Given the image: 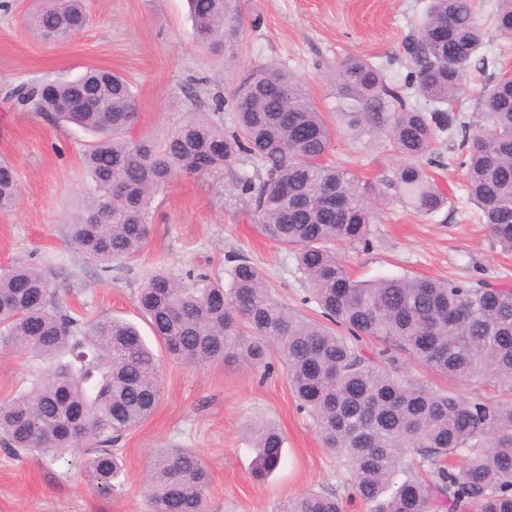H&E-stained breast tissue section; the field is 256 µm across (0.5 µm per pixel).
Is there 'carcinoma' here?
I'll list each match as a JSON object with an SVG mask.
<instances>
[{
	"instance_id": "carcinoma-1",
	"label": "carcinoma",
	"mask_w": 512,
	"mask_h": 512,
	"mask_svg": "<svg viewBox=\"0 0 512 512\" xmlns=\"http://www.w3.org/2000/svg\"><path fill=\"white\" fill-rule=\"evenodd\" d=\"M189 7L196 43L231 50L239 0H189ZM492 20L512 38V0H497ZM25 24L45 43L63 41L87 25L84 0H41ZM485 36L474 0H431L407 53L414 64L408 87L432 108L403 105L382 70L357 56L340 63L336 87L348 127L383 129L405 160L392 184L422 214L447 201L427 172L444 165L435 144L445 134L459 139L458 166L478 220L511 249L512 77L481 54ZM476 61L485 83L477 102L482 123L473 127L449 102ZM11 96L90 138L83 162L92 184L70 239L105 269L145 247L152 202L173 178L220 171L243 154L261 158L262 183L255 189L244 176L238 187L255 192L262 232L296 249L311 299L335 328L285 308L246 258L231 267L227 289L207 273L160 267L139 289L137 304L169 359L205 368L243 358L268 373L275 352L299 409L346 467L352 494L369 512H512V402L464 399L387 368L404 353L441 377L483 375L512 391V288L354 279L336 246H370L379 188L331 158L332 131L303 81L274 65L254 67L231 94V132L215 119L224 109L218 97L213 111L194 113L161 139L133 137L135 93L105 69L23 82ZM383 96L400 103L399 111H375ZM19 195L13 167L1 159L0 211L11 210ZM365 338L383 345L379 356L364 351ZM0 348L46 363L0 404V444L49 462L83 448L96 488L112 493L123 474L112 443L147 420L161 397L159 361L137 326L113 317L82 321L60 305L41 268L19 264L0 270ZM245 436L262 479L281 463L283 434L260 421ZM209 482L194 450L156 453L146 475L150 512H206ZM282 512H344V503L333 491H312Z\"/></svg>"
}]
</instances>
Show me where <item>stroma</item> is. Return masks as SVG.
<instances>
[{"mask_svg": "<svg viewBox=\"0 0 512 512\" xmlns=\"http://www.w3.org/2000/svg\"><path fill=\"white\" fill-rule=\"evenodd\" d=\"M243 23L236 59L196 44L187 0H85L86 28L56 43L38 41L25 25L36 0H0V158L17 172L21 193L10 211H0V268L17 262L40 267L64 305L77 315L120 317L140 323L136 296L147 274L195 268L228 280L235 259L253 262L272 295L307 318L310 285L293 251L268 239L252 195L237 177L265 176L260 159L240 156L223 173L179 177L157 196L151 237L139 256L117 260L110 271L83 258L71 244L74 220L90 179L83 166L84 136L57 127L27 107L7 100L23 81L69 78L90 67L123 75L136 94L137 135L159 137L190 113L208 112L216 97H229L246 71L276 64L296 74L333 131L331 155L349 160L360 178L382 191L370 247L340 251L362 280L417 276L464 279L512 286V250L503 249L476 220L457 165L431 168L447 197L439 211L414 210L391 184L401 157L388 138L353 136L340 116L334 74L345 56H361L381 68L389 84L402 86L412 64L404 46L431 0H240ZM260 17L252 28L249 21ZM162 369L161 401L144 423L112 447L124 464L121 483L101 494L76 451L46 464L32 454L0 447V512H150L143 475L159 448L194 449L211 472L207 512H280L308 491H336L345 512H366L348 500V474L323 449L312 419L297 408L286 374H270L240 360L195 368L171 362L156 346ZM398 366L411 379L455 390L466 399L496 401L512 392L482 377L451 381L428 372L408 355ZM42 368L39 361L0 352V403L25 389ZM271 421L286 442L280 467L259 480L255 452L243 439L250 423Z\"/></svg>", "mask_w": 512, "mask_h": 512, "instance_id": "obj_1", "label": "stroma"}]
</instances>
